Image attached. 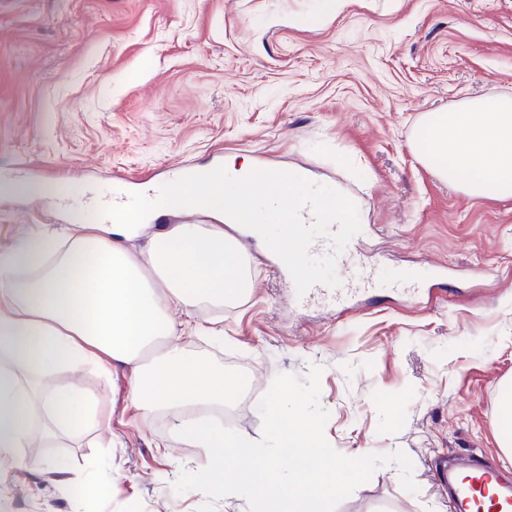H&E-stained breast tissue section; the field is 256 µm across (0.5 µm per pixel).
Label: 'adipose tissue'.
Returning <instances> with one entry per match:
<instances>
[{
	"instance_id": "1",
	"label": "adipose tissue",
	"mask_w": 512,
	"mask_h": 512,
	"mask_svg": "<svg viewBox=\"0 0 512 512\" xmlns=\"http://www.w3.org/2000/svg\"><path fill=\"white\" fill-rule=\"evenodd\" d=\"M413 148L438 177L473 197L512 198V97L468 100L426 113ZM143 216L121 206L107 223L72 224L64 237L33 235L0 250V460L15 470L53 463L17 454L34 433L78 435L100 417L93 394L43 381L62 369L122 367L138 409H180V438L207 461L186 480L256 497L259 512H330L344 468L274 397L273 454L224 432L214 408L241 388L207 358L173 342L176 319L203 304L235 301L252 287L248 259L220 224H168L146 248L127 239Z\"/></svg>"
}]
</instances>
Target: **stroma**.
Instances as JSON below:
<instances>
[{
	"mask_svg": "<svg viewBox=\"0 0 512 512\" xmlns=\"http://www.w3.org/2000/svg\"><path fill=\"white\" fill-rule=\"evenodd\" d=\"M512 95V0H0V249L136 189L156 196L225 159L300 168L359 202L343 275L351 307L298 297L264 244L251 291L202 306L188 343L244 381L224 429L272 444L277 385L347 471L332 512H448L434 466L462 454L512 468L496 426L512 382V198H473L412 148L425 113ZM65 186L30 197L10 184ZM492 276H484V269ZM53 383L92 393L98 431L19 454L58 474L11 476L0 512H252L185 480L204 449L176 413L129 403L123 372ZM167 444L179 462L156 451ZM113 482L87 506L81 482Z\"/></svg>",
	"mask_w": 512,
	"mask_h": 512,
	"instance_id": "stroma-1",
	"label": "stroma"
}]
</instances>
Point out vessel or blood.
<instances>
[{"mask_svg": "<svg viewBox=\"0 0 512 512\" xmlns=\"http://www.w3.org/2000/svg\"><path fill=\"white\" fill-rule=\"evenodd\" d=\"M308 294L344 305L351 300L352 289L346 284H318ZM438 478L448 486L450 512H512V474L461 456L440 468Z\"/></svg>", "mask_w": 512, "mask_h": 512, "instance_id": "obj_1", "label": "vessel or blood"}]
</instances>
